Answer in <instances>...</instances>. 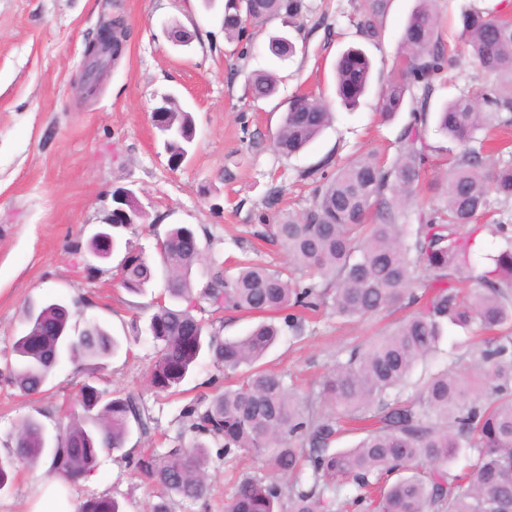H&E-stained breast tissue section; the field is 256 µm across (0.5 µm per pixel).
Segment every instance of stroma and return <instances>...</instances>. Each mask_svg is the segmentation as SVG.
<instances>
[{
  "label": "stroma",
  "instance_id": "35a3bbf8",
  "mask_svg": "<svg viewBox=\"0 0 512 512\" xmlns=\"http://www.w3.org/2000/svg\"><path fill=\"white\" fill-rule=\"evenodd\" d=\"M309 10L297 31L288 32L298 51L272 60L269 36L284 32L280 20L254 31L253 46L227 42L222 28L224 0H0V371L14 363L13 343L24 329L29 304L49 296L82 297L72 322L95 321L117 337L122 348L99 375V387L140 394L154 418L148 437L131 432L125 448L166 452L191 447L196 437L181 411L199 396L224 390V372L201 359L176 395L154 393L148 372L155 358L149 336L139 328L154 313L164 289L156 279L146 294L124 289L113 262L100 263L95 275L84 272L71 246L86 242L112 205V193L134 190L147 212L142 224L120 229L122 239L155 255L158 241L175 225L193 227L203 250L192 270V286L202 291L212 259L235 273L239 260L288 264L277 244L252 245L253 225L274 223L282 209L305 210L316 186L313 169L324 158L342 166L370 151L391 158L397 135L410 119L402 111L382 120L377 94L369 92L356 109L341 106L333 65L348 47L363 46L375 81L401 66L399 37L417 0H389L381 19L379 43H364L353 20L358 0H306ZM476 7L512 17V0H434L438 35L450 43L455 62L436 84L435 103L493 83L467 58L459 40L462 10ZM123 16L131 35L118 65L107 69L95 93H85L81 73L85 45L102 21ZM180 25L193 39L173 44L166 30ZM270 70L279 78L277 94L253 99L248 80ZM165 93L191 112L196 136L188 156L172 166L163 148L152 109ZM306 94L323 100L332 123L305 150L279 154L273 145L290 98ZM281 196L270 202L271 188ZM399 312L344 322L327 313L306 326L298 340L282 335L265 359L266 367L287 372L299 393L317 384L343 347L392 329ZM473 362L467 331L457 328L437 354L419 363L407 394H415L429 374L444 367L463 372ZM85 377L62 362L41 393L26 395L0 382V457L11 433L27 417L38 418L56 435L79 411L78 390ZM260 458L211 456L207 512H224V501L243 475L263 472ZM48 478L45 465L17 466L13 481L0 489V512H32L37 484ZM79 500L107 495L122 512H149L152 482L119 453L103 452L95 473L73 485Z\"/></svg>",
  "mask_w": 512,
  "mask_h": 512
}]
</instances>
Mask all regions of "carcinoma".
<instances>
[{
  "instance_id": "carcinoma-1",
  "label": "carcinoma",
  "mask_w": 512,
  "mask_h": 512,
  "mask_svg": "<svg viewBox=\"0 0 512 512\" xmlns=\"http://www.w3.org/2000/svg\"><path fill=\"white\" fill-rule=\"evenodd\" d=\"M388 2L361 0L354 23L365 40L381 41ZM431 4L418 0L407 18L399 39L407 67L388 77L378 93V111L386 118L410 108L395 158L366 153L332 172L329 161H322L312 204L253 231L282 245L288 266L241 262L230 275L214 262L196 297L190 275L201 250L194 230L176 226L163 241V297L172 303L156 302L147 326L156 348L150 387L160 394L179 391L205 354L229 379L245 370L224 393L208 402L197 398L182 418L189 431L221 444L224 457L251 454L268 468L240 480L224 512H344L348 506L358 512H512V237L491 257L493 267L473 277V243L464 233L488 212L491 200L512 206V160L495 158L475 137L490 125H512V24L480 9L463 13L459 39L495 83L435 108V83L448 57ZM306 9L305 0H225L224 35L239 43L249 37L250 26L275 17L292 25ZM129 34L126 20L112 17V64L123 56ZM266 52L284 61L294 45L273 36ZM370 79L371 62L362 50L350 49L337 60L336 92L345 107L358 105ZM250 90L255 99L268 98L277 80L258 72ZM433 114L457 151L448 154V174L434 183L439 204L420 210L417 223L408 224L406 212L433 151L426 137ZM157 117L172 157L188 154L195 134L190 113L167 95ZM331 120L322 102L295 96L274 145L282 155H294ZM113 203L112 227L145 221L134 191L116 193ZM120 264V284L129 292L143 293L157 277L141 250L125 247ZM203 300L215 312H293L280 325L262 322L244 336L222 338L193 314ZM397 304L412 309L410 315L391 332L338 351L314 399L292 391L285 375L259 365L282 332L302 335L304 311L329 307L353 320ZM70 317L59 302L27 311L13 347L16 366L0 373V380L30 394L41 391L66 358L81 371V359L102 369L120 343L97 322L71 334ZM448 324L478 330L474 368L464 376L440 370L416 396L401 398L418 362L438 352ZM79 400L83 414L70 421L55 448L44 445L38 420L22 423L12 454L0 459V489L16 464H34L45 455L54 474L78 481L95 472L101 451H122L132 427L145 435L151 429L152 417L137 394L114 395L86 382ZM348 433L361 435L354 447H332ZM462 458L469 465L457 472ZM208 462L203 442L164 454L139 449L137 470L164 489L150 512H171L174 496L206 506ZM347 486L354 493L343 497ZM81 512L120 507L99 496L86 500Z\"/></svg>"
}]
</instances>
